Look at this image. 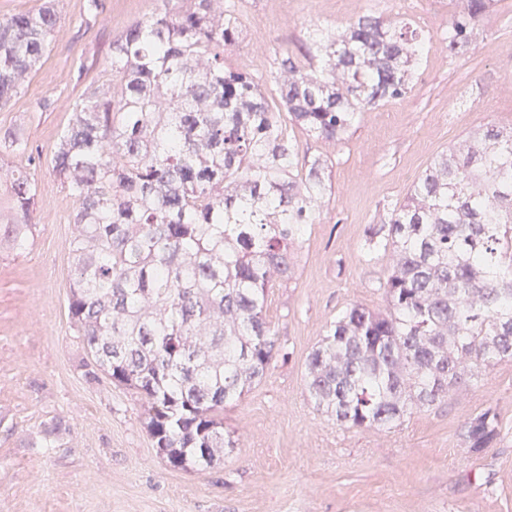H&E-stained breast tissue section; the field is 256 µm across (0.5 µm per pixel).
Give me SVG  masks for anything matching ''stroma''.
Wrapping results in <instances>:
<instances>
[{
  "label": "stroma",
  "mask_w": 512,
  "mask_h": 512,
  "mask_svg": "<svg viewBox=\"0 0 512 512\" xmlns=\"http://www.w3.org/2000/svg\"><path fill=\"white\" fill-rule=\"evenodd\" d=\"M60 18L43 64L0 106V139L24 152L39 203L25 249L0 253V512H512V359L447 401L389 430L357 431L317 410L304 362L326 322L350 303L386 306L381 264L365 260L366 225L388 221L435 157L469 131L512 127V0H497L458 53L430 49L412 89L368 108L327 152L332 193L309 225L293 279L271 288L265 313L285 352L224 410L237 446L201 472L168 468L143 425V407L103 375H89L68 317L76 202L52 171L72 104L105 83L113 40L156 0H54ZM456 0H243V40L227 64L274 94L277 49L300 52L313 26L345 28L373 12L422 34H444ZM493 410L498 439L468 453L465 423ZM62 431L46 445L43 430Z\"/></svg>",
  "instance_id": "stroma-1"
}]
</instances>
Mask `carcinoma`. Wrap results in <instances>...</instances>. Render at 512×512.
Wrapping results in <instances>:
<instances>
[{"mask_svg": "<svg viewBox=\"0 0 512 512\" xmlns=\"http://www.w3.org/2000/svg\"><path fill=\"white\" fill-rule=\"evenodd\" d=\"M161 0L112 42L109 90L72 109L53 172L76 199L68 314L87 357L143 401V425L174 470L213 467L237 440L224 408L281 351L266 292L295 274L331 186L326 154L300 156L298 129L339 144L364 109L411 90L426 39L369 13L316 27L302 58L276 55L278 104L224 66L241 11L224 0ZM495 0H460L448 50L471 43ZM52 0L0 18V106L37 71L58 27ZM0 248L25 249L37 186L4 181ZM386 257L388 307L342 309L305 361L315 406L350 429H390L512 359V128L469 132L439 154L387 224L366 228ZM469 418L476 454L497 438Z\"/></svg>", "mask_w": 512, "mask_h": 512, "instance_id": "obj_1", "label": "carcinoma"}]
</instances>
